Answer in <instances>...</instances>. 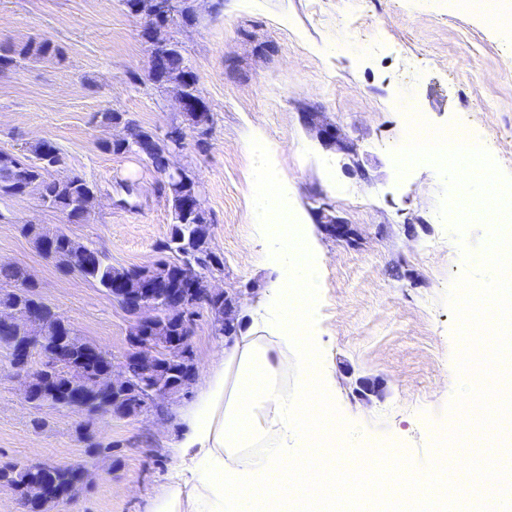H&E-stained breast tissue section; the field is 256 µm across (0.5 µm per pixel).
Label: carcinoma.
<instances>
[{
	"label": "carcinoma",
	"instance_id": "cac0c4a2",
	"mask_svg": "<svg viewBox=\"0 0 512 512\" xmlns=\"http://www.w3.org/2000/svg\"><path fill=\"white\" fill-rule=\"evenodd\" d=\"M126 4L130 12L137 16L149 18L156 14V0H126ZM168 24L167 20L155 22L143 31L154 49L153 78L158 86L196 100V76L187 70L178 44L167 37L165 27ZM57 54L58 49L47 41L10 48L0 53V73L12 70L19 61L30 56L48 58ZM186 121L192 130L204 135L212 122L210 109L203 104L191 107L187 110ZM101 123L120 128L117 139L104 143L106 150L119 154L135 147L158 172L166 174L168 151L152 131L125 117L122 112L101 113ZM29 151L35 157L33 163H22L14 155L0 152V194L21 196L35 191L42 203L59 210L68 222L86 221L89 211L83 207V202L93 194L92 187L76 175L65 181L47 177L48 171L62 162L60 152L51 142H37L29 147ZM194 185L195 178L191 175L184 182L168 178L163 180V190L172 203L173 224L166 239L159 243V249L176 254L175 260L117 268L108 262L101 250L91 248L63 232L56 238L57 267L65 273H78L113 296L118 295L117 284L134 287L140 281L150 279L161 291V303L165 305L159 339L182 335L199 311L183 296L170 297L167 290L178 291L185 287L186 276L198 281L208 273L224 269V258L209 246V215L205 207L196 210L184 208V196L193 191ZM21 303L40 309L39 318L24 335L63 337L65 344L59 361L78 364L85 372L84 379L79 383L74 382L68 372L61 368L38 372L39 383L32 399L35 408L47 405L67 407L74 397L79 396L93 407L103 405L117 416L128 417L139 414L141 393L153 386L165 387L176 383L182 391L191 384V375L181 369L179 363L165 365L164 372L154 378L145 375L146 355L131 352L125 360L128 389H112V377L108 375V369L112 366L111 355L80 336L61 314L42 300L39 284L26 269L0 264V315ZM206 309L213 317L216 333L234 334V331L224 328V301H212ZM0 480L19 492L32 485L40 487L42 497L24 500L26 512H43L46 502L72 497L84 484L82 469L78 464L14 463L0 468Z\"/></svg>",
	"mask_w": 512,
	"mask_h": 512
}]
</instances>
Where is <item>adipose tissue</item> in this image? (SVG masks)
<instances>
[{"instance_id":"1","label":"adipose tissue","mask_w":512,"mask_h":512,"mask_svg":"<svg viewBox=\"0 0 512 512\" xmlns=\"http://www.w3.org/2000/svg\"><path fill=\"white\" fill-rule=\"evenodd\" d=\"M258 242L287 278L264 308L271 334L239 330L178 411L168 480L148 512H333L353 484V449L337 446L311 332L321 265L298 224H264ZM296 450H289V443Z\"/></svg>"}]
</instances>
